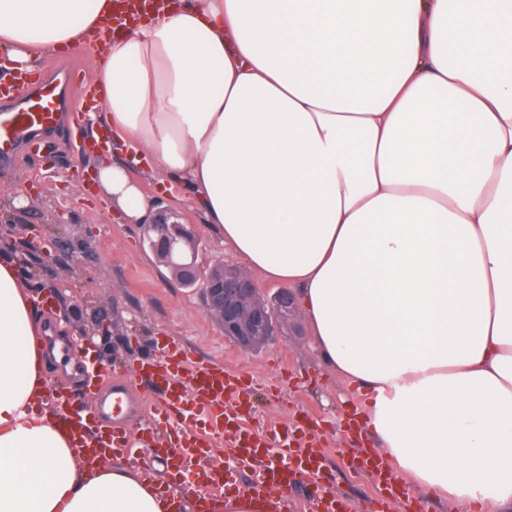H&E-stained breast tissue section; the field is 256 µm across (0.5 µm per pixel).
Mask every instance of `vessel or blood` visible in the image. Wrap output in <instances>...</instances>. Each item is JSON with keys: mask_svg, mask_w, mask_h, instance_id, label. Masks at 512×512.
Returning <instances> with one entry per match:
<instances>
[{"mask_svg": "<svg viewBox=\"0 0 512 512\" xmlns=\"http://www.w3.org/2000/svg\"><path fill=\"white\" fill-rule=\"evenodd\" d=\"M34 93L19 105L0 109V160L11 159L19 142L32 132L55 127L60 119V99L55 86L38 78ZM132 375L147 379L163 391V405L155 415L156 427L177 429L166 441L164 453L177 463H205V485L221 489L234 484L237 474L250 473L251 492L263 496L269 489L290 486L296 477L316 476L325 468V457L314 423L304 420L294 437L255 436L242 432L240 421L248 413L249 380L234 370L210 362L190 360L177 341L164 339L161 355L131 366ZM58 415L76 442L77 454H87L86 425L66 392L57 394ZM205 411L208 431L199 436L189 422L195 407ZM233 450L231 466L208 464L217 442Z\"/></svg>", "mask_w": 512, "mask_h": 512, "instance_id": "1", "label": "vessel or blood"}]
</instances>
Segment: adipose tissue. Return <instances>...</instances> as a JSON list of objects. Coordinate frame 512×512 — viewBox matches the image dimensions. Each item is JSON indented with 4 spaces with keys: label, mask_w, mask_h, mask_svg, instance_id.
Here are the masks:
<instances>
[{
    "label": "adipose tissue",
    "mask_w": 512,
    "mask_h": 512,
    "mask_svg": "<svg viewBox=\"0 0 512 512\" xmlns=\"http://www.w3.org/2000/svg\"><path fill=\"white\" fill-rule=\"evenodd\" d=\"M117 0H0V66L93 47ZM101 134L290 286L393 471L512 512V0H176L104 42ZM103 144L97 186L148 202ZM0 255V512H205L87 462Z\"/></svg>",
    "instance_id": "ef3b65f1"
}]
</instances>
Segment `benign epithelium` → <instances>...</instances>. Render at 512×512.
I'll list each match as a JSON object with an SVG mask.
<instances>
[{"instance_id":"1","label":"benign epithelium","mask_w":512,"mask_h":512,"mask_svg":"<svg viewBox=\"0 0 512 512\" xmlns=\"http://www.w3.org/2000/svg\"><path fill=\"white\" fill-rule=\"evenodd\" d=\"M143 235L156 260L192 287L203 282L202 298L207 311L224 331V339L241 351H250L275 335L278 319L297 312L293 292L285 287L264 289L239 269L228 270L229 261H218L201 275L192 245L195 225L182 214L167 209L155 211L143 224Z\"/></svg>"}]
</instances>
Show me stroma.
<instances>
[{"label":"stroma","instance_id":"obj_1","mask_svg":"<svg viewBox=\"0 0 512 512\" xmlns=\"http://www.w3.org/2000/svg\"><path fill=\"white\" fill-rule=\"evenodd\" d=\"M65 93L80 109L79 123L63 116L60 126L42 138L40 150L23 143L9 162L0 163V250L14 256L23 283L40 291L41 339L48 352L60 355L48 371V390L69 386L77 407L92 415L97 409L89 391H122L131 413L113 417L109 424L126 425L130 416L148 415L160 391L149 382L121 376L118 365L158 357V337H173L192 358L215 361L255 379L251 412L244 420L248 432L293 429L300 411L320 421L325 486L370 512L381 489L347 453L348 415L365 410L364 395L322 364L310 335L284 331L250 352L225 340L200 294L182 287L145 251L141 225L122 223L98 198L88 180L93 164L75 147L90 134L84 96L73 86ZM112 160L125 165L149 203H162L196 224L202 263L231 258L197 200L178 187L162 189L158 175L128 163L122 148H113ZM114 459L151 471L156 482L185 499L194 496V475L168 478L161 456L148 446L117 453Z\"/></svg>","mask_w":512,"mask_h":512}]
</instances>
